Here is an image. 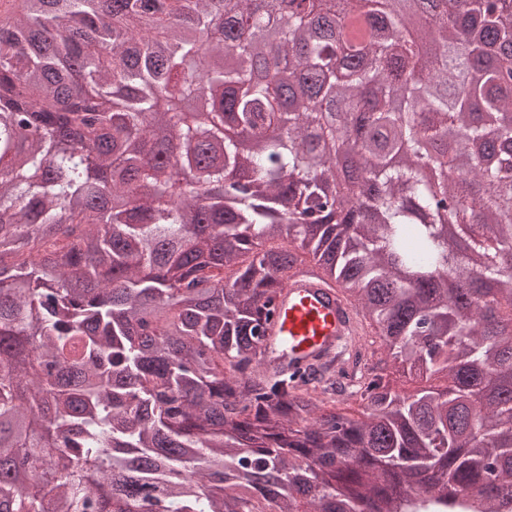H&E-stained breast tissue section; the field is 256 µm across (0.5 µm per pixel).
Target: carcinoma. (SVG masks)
<instances>
[{"instance_id": "obj_1", "label": "carcinoma", "mask_w": 512, "mask_h": 512, "mask_svg": "<svg viewBox=\"0 0 512 512\" xmlns=\"http://www.w3.org/2000/svg\"><path fill=\"white\" fill-rule=\"evenodd\" d=\"M254 8L0 0V512H512V392L491 385L512 375V69L492 63L512 0ZM359 105L409 153L331 197L333 113ZM173 141L220 148L178 193ZM450 156L466 169L426 178ZM92 170L134 205L99 203ZM449 194L447 222L482 228L463 255L435 227ZM302 265L386 352L351 337L352 388L262 359ZM346 390L362 418L323 409Z\"/></svg>"}]
</instances>
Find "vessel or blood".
Listing matches in <instances>:
<instances>
[{"instance_id":"vessel-or-blood-1","label":"vessel or blood","mask_w":512,"mask_h":512,"mask_svg":"<svg viewBox=\"0 0 512 512\" xmlns=\"http://www.w3.org/2000/svg\"><path fill=\"white\" fill-rule=\"evenodd\" d=\"M365 329L340 290L304 271L281 291L261 352L268 363H323L340 356L347 338Z\"/></svg>"}]
</instances>
